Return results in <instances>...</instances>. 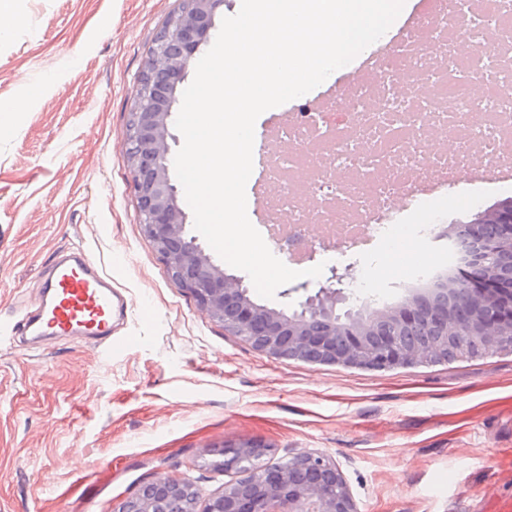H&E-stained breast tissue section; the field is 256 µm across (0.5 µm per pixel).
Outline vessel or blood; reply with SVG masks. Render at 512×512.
Instances as JSON below:
<instances>
[{
	"mask_svg": "<svg viewBox=\"0 0 512 512\" xmlns=\"http://www.w3.org/2000/svg\"><path fill=\"white\" fill-rule=\"evenodd\" d=\"M116 290L110 276L102 272L80 249L58 252L42 283L34 309L24 317L29 336H90L112 339Z\"/></svg>",
	"mask_w": 512,
	"mask_h": 512,
	"instance_id": "obj_1",
	"label": "vessel or blood"
}]
</instances>
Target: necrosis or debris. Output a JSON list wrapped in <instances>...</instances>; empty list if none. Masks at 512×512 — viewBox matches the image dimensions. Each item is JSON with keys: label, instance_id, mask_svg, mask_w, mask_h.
Wrapping results in <instances>:
<instances>
[{"label": "necrosis or debris", "instance_id": "necrosis-or-debris-1", "mask_svg": "<svg viewBox=\"0 0 512 512\" xmlns=\"http://www.w3.org/2000/svg\"><path fill=\"white\" fill-rule=\"evenodd\" d=\"M421 3L392 50L363 61L344 108L306 102L277 126L288 149L267 175L277 182L270 209L288 218L286 255L307 246L313 223L337 229L340 256L357 243L353 227L386 249L423 247L432 225L391 214L401 184L444 190L449 174L481 161L512 169V0ZM469 249L450 240L446 262H417L405 275L443 280Z\"/></svg>", "mask_w": 512, "mask_h": 512}]
</instances>
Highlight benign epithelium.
Wrapping results in <instances>:
<instances>
[{
    "label": "benign epithelium",
    "mask_w": 512,
    "mask_h": 512,
    "mask_svg": "<svg viewBox=\"0 0 512 512\" xmlns=\"http://www.w3.org/2000/svg\"><path fill=\"white\" fill-rule=\"evenodd\" d=\"M223 0H183L153 50L145 79L140 81L133 104L134 121L127 140L134 144L130 156L137 192L142 230L209 315L224 327L252 342L260 351L274 356L297 352L318 361L351 365L360 358L364 345L381 337L373 363L380 369L405 365L415 354L385 335L393 322L410 326L422 314L423 297L414 296L404 306L390 311L361 314L342 322L336 317V296L343 293L347 275L331 269L328 285L307 298L299 313L288 315L251 300L241 281L228 277L215 265L194 238L185 237V213L178 190L170 176L169 118L176 92L185 81L200 45L214 27L215 12ZM501 224L512 234V202L488 209L469 224L453 226L460 235H474L479 225ZM472 308L470 324L461 329L448 321V307L429 312L434 326L461 346L475 336L494 345L500 335L512 332V301L502 305L497 320L490 323L484 306L497 300L505 289L494 280L473 277L466 290ZM258 442L224 443V468L242 467L263 454ZM250 480L224 486L209 498L206 512H358L343 476L323 455L302 453L274 466L249 468ZM196 489L187 479L157 478L142 493L122 503L117 512H179L183 494Z\"/></svg>",
    "instance_id": "obj_1"
}]
</instances>
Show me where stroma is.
Masks as SVG:
<instances>
[{
  "label": "stroma",
  "mask_w": 512,
  "mask_h": 512,
  "mask_svg": "<svg viewBox=\"0 0 512 512\" xmlns=\"http://www.w3.org/2000/svg\"><path fill=\"white\" fill-rule=\"evenodd\" d=\"M182 0H15L0 38V512H116L153 477L201 496L242 478L224 442L265 444L260 466L318 453L359 512H489L512 498L494 452L512 448V352L369 369L273 357L175 282L143 234L127 127L158 32ZM255 124L248 217L268 220L266 137ZM496 184L398 195L397 216L443 232L503 201ZM79 245L128 299L112 331L31 345L17 322L57 251Z\"/></svg>",
  "instance_id": "obj_1"
}]
</instances>
